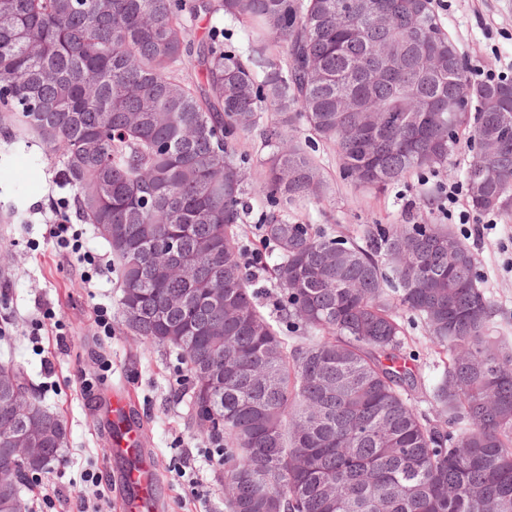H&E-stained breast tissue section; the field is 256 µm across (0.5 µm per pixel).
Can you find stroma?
I'll use <instances>...</instances> for the list:
<instances>
[{
  "mask_svg": "<svg viewBox=\"0 0 512 512\" xmlns=\"http://www.w3.org/2000/svg\"><path fill=\"white\" fill-rule=\"evenodd\" d=\"M467 69L512 70V0H448L435 8ZM329 185L318 204L293 207L292 222L357 232L367 224H445L471 250L482 286L495 304L494 326L512 344V208L475 211L467 195L447 210L429 208L443 187L464 183L474 154L460 141L447 166L376 192L342 180L332 147L299 129ZM0 361L21 366L42 405L66 426L65 445L46 472L22 488L26 512H124L125 490L108 459L112 397L126 391L149 458L160 474V512H228L212 448L180 394L192 383L175 351L131 336L120 322L121 291L105 267L111 253L93 225L71 222L82 252L96 268L53 236L56 199L71 197L61 167L37 139L16 144L0 132ZM408 349L427 388L443 370L420 320L404 313ZM196 470H182L185 456Z\"/></svg>",
  "mask_w": 512,
  "mask_h": 512,
  "instance_id": "1",
  "label": "stroma"
}]
</instances>
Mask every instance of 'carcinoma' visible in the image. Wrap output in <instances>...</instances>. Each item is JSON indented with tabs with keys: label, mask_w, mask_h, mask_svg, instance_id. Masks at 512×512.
Here are the masks:
<instances>
[{
	"label": "carcinoma",
	"mask_w": 512,
	"mask_h": 512,
	"mask_svg": "<svg viewBox=\"0 0 512 512\" xmlns=\"http://www.w3.org/2000/svg\"><path fill=\"white\" fill-rule=\"evenodd\" d=\"M201 14L244 24L247 51L217 25L191 42ZM192 55L200 83L180 74ZM458 56L430 0H0V125L58 156L112 253L123 325L186 364L195 422L224 449L228 512H512V350L469 248L445 224L348 237L288 221L324 194L298 123L376 191L445 166L462 135L490 144L466 172L470 203L511 205L512 82L473 84ZM346 96L384 114L369 151ZM408 98L456 108L416 120ZM255 131L269 152L249 183L237 144ZM250 197L272 207L260 224L291 340L246 275ZM400 307L448 356L429 398L453 434L416 408ZM9 425L39 449L15 471L0 453V512H23V482L65 428L1 362L0 449Z\"/></svg>",
	"instance_id": "carcinoma-1"
}]
</instances>
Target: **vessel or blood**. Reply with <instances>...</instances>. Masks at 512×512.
<instances>
[{
    "instance_id": "1",
    "label": "vessel or blood",
    "mask_w": 512,
    "mask_h": 512,
    "mask_svg": "<svg viewBox=\"0 0 512 512\" xmlns=\"http://www.w3.org/2000/svg\"><path fill=\"white\" fill-rule=\"evenodd\" d=\"M112 428L110 453L126 464L123 480L129 512H156L154 467L144 456L137 429L128 423L125 404L119 399L112 406Z\"/></svg>"
}]
</instances>
